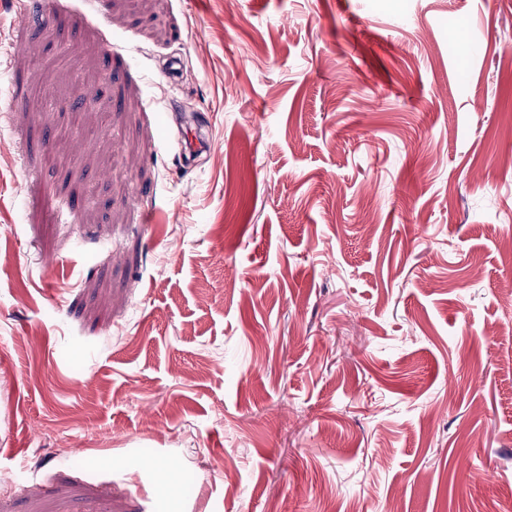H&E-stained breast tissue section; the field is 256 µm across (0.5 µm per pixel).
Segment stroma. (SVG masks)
<instances>
[{"label":"stroma","instance_id":"35a3bbf8","mask_svg":"<svg viewBox=\"0 0 512 512\" xmlns=\"http://www.w3.org/2000/svg\"><path fill=\"white\" fill-rule=\"evenodd\" d=\"M507 124L512 0H0V512H512Z\"/></svg>","mask_w":512,"mask_h":512}]
</instances>
